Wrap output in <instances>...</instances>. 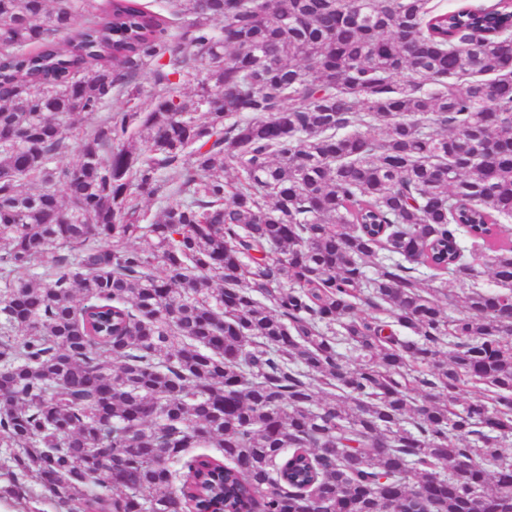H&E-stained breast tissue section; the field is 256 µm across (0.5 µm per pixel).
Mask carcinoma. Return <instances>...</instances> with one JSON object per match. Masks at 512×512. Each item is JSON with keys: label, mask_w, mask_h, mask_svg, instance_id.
Listing matches in <instances>:
<instances>
[{"label": "carcinoma", "mask_w": 512, "mask_h": 512, "mask_svg": "<svg viewBox=\"0 0 512 512\" xmlns=\"http://www.w3.org/2000/svg\"><path fill=\"white\" fill-rule=\"evenodd\" d=\"M171 2L0 0V492L512 512V5Z\"/></svg>", "instance_id": "obj_1"}]
</instances>
